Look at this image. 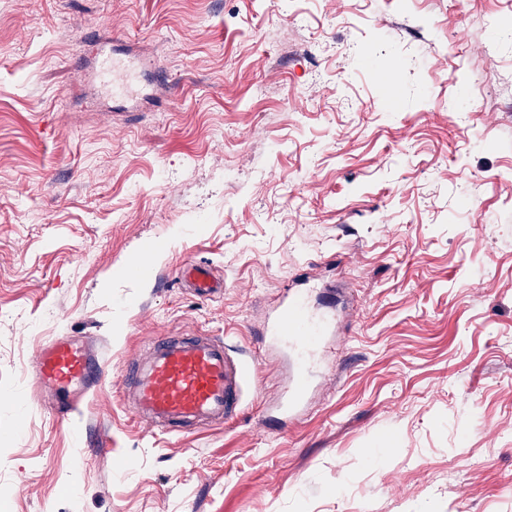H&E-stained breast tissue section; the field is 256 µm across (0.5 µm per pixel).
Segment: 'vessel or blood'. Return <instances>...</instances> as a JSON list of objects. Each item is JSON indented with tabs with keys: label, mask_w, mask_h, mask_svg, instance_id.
Returning a JSON list of instances; mask_svg holds the SVG:
<instances>
[{
	"label": "vessel or blood",
	"mask_w": 512,
	"mask_h": 512,
	"mask_svg": "<svg viewBox=\"0 0 512 512\" xmlns=\"http://www.w3.org/2000/svg\"><path fill=\"white\" fill-rule=\"evenodd\" d=\"M93 70L113 96L133 99L129 66L117 59L115 50L98 48ZM180 278L201 295L216 289L210 274L194 261L182 265ZM328 326L327 319L311 310L302 288L290 290L279 311L266 322L268 343L295 356L293 387L285 402L288 410L298 409L305 399L311 361ZM100 374L93 344L70 336H58L44 344L34 362L35 380L52 390V407L63 417L81 409L94 393ZM243 378V369L231 359L223 340L157 336L144 356L123 368L119 380L134 414L151 431L185 435L195 428L223 423L235 413Z\"/></svg>",
	"instance_id": "b4317fda"
}]
</instances>
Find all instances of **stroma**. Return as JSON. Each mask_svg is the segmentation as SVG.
Here are the masks:
<instances>
[{
    "mask_svg": "<svg viewBox=\"0 0 512 512\" xmlns=\"http://www.w3.org/2000/svg\"><path fill=\"white\" fill-rule=\"evenodd\" d=\"M113 39L177 92L93 98ZM299 283L332 333L289 417ZM59 335L103 353L67 424ZM185 335L251 374L154 434L118 373ZM0 512H512V0H0ZM180 279L192 290L201 295L214 293L217 286L206 269L194 261H186L180 268ZM101 363L87 339L57 336L44 344L34 362V379L53 391L52 408L67 419L96 390Z\"/></svg>",
    "mask_w": 512,
    "mask_h": 512,
    "instance_id": "35a3bbf8",
    "label": "stroma"
}]
</instances>
